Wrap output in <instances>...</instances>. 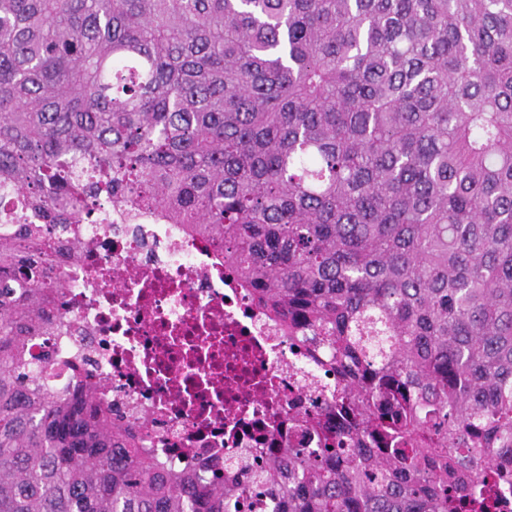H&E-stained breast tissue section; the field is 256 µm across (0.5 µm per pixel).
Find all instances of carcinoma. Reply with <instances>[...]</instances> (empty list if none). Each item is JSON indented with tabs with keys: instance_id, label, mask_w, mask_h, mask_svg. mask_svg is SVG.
Instances as JSON below:
<instances>
[{
	"instance_id": "obj_1",
	"label": "carcinoma",
	"mask_w": 512,
	"mask_h": 512,
	"mask_svg": "<svg viewBox=\"0 0 512 512\" xmlns=\"http://www.w3.org/2000/svg\"><path fill=\"white\" fill-rule=\"evenodd\" d=\"M208 239L336 388L173 469L36 375L101 206ZM512 512V0H0V512Z\"/></svg>"
}]
</instances>
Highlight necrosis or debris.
<instances>
[{"label": "necrosis or debris", "mask_w": 512, "mask_h": 512, "mask_svg": "<svg viewBox=\"0 0 512 512\" xmlns=\"http://www.w3.org/2000/svg\"><path fill=\"white\" fill-rule=\"evenodd\" d=\"M111 220L75 225L92 250L67 264L68 311L32 356L63 388L101 378L147 447L223 478L237 449L287 437L282 405L301 393L314 400L313 385L335 375L251 303L206 238L149 214Z\"/></svg>", "instance_id": "obj_1"}]
</instances>
